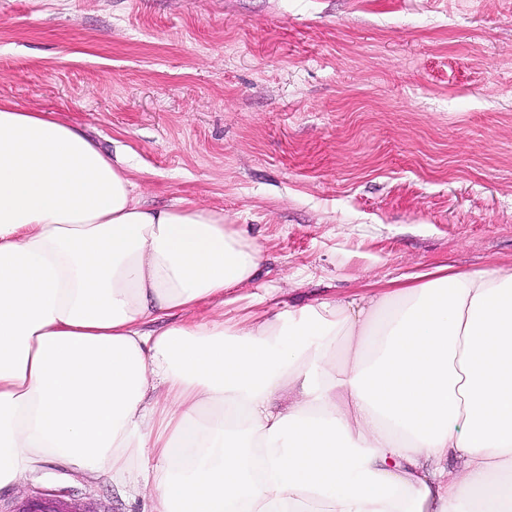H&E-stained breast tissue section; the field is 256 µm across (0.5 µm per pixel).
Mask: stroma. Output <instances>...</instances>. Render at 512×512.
Returning a JSON list of instances; mask_svg holds the SVG:
<instances>
[{"label": "stroma", "instance_id": "1", "mask_svg": "<svg viewBox=\"0 0 512 512\" xmlns=\"http://www.w3.org/2000/svg\"><path fill=\"white\" fill-rule=\"evenodd\" d=\"M0 100L80 124L140 197L250 225L280 311L512 266V0H0ZM143 512L47 462L0 492Z\"/></svg>", "mask_w": 512, "mask_h": 512}]
</instances>
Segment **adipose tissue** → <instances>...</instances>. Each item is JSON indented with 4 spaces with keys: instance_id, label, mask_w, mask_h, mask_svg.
<instances>
[{
    "instance_id": "ef3b65f1",
    "label": "adipose tissue",
    "mask_w": 512,
    "mask_h": 512,
    "mask_svg": "<svg viewBox=\"0 0 512 512\" xmlns=\"http://www.w3.org/2000/svg\"><path fill=\"white\" fill-rule=\"evenodd\" d=\"M260 260L0 100V490L53 461L148 512H512V267L225 318Z\"/></svg>"
}]
</instances>
